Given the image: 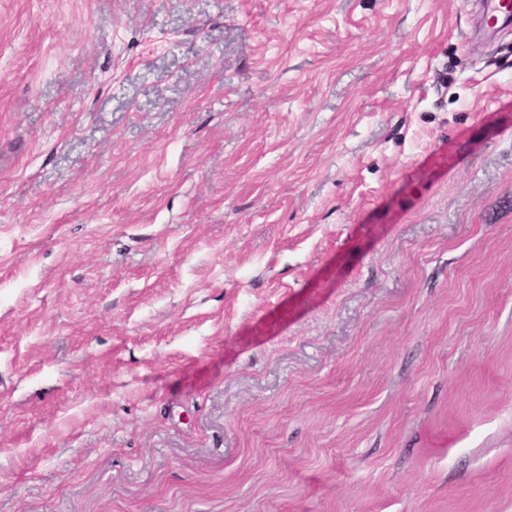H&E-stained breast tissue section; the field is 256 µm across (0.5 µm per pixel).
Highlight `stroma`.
Listing matches in <instances>:
<instances>
[{
    "label": "stroma",
    "instance_id": "35a3bbf8",
    "mask_svg": "<svg viewBox=\"0 0 512 512\" xmlns=\"http://www.w3.org/2000/svg\"><path fill=\"white\" fill-rule=\"evenodd\" d=\"M481 2L0 0V512H512Z\"/></svg>",
    "mask_w": 512,
    "mask_h": 512
}]
</instances>
